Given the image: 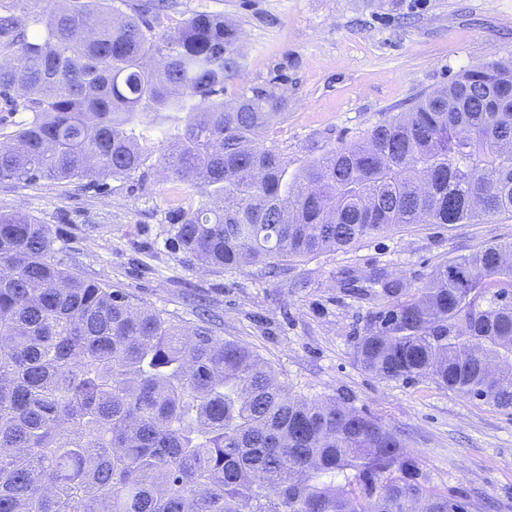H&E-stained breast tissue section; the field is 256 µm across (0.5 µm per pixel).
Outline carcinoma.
Masks as SVG:
<instances>
[{
  "instance_id": "1",
  "label": "carcinoma",
  "mask_w": 512,
  "mask_h": 512,
  "mask_svg": "<svg viewBox=\"0 0 512 512\" xmlns=\"http://www.w3.org/2000/svg\"><path fill=\"white\" fill-rule=\"evenodd\" d=\"M0 0V182L130 178L143 142L201 198L173 240L204 266L273 268L409 224L512 215V59L469 68L299 175L264 144L283 94L224 103L239 35L195 13L158 33L146 5ZM178 119L170 132L165 122ZM512 242L437 265L387 300L353 358L512 410ZM0 512H466L427 487L402 433L346 398L293 395L249 346L53 259L48 225L0 213Z\"/></svg>"
}]
</instances>
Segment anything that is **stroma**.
<instances>
[{"label": "stroma", "instance_id": "obj_1", "mask_svg": "<svg viewBox=\"0 0 512 512\" xmlns=\"http://www.w3.org/2000/svg\"><path fill=\"white\" fill-rule=\"evenodd\" d=\"M198 12L223 15L240 33L241 67L224 84L232 102L253 88L288 100L270 139L289 172L448 82L461 70L512 57V0H168L156 31ZM167 143L146 144L143 173L98 183L0 182V213L48 224L69 272L120 290L136 305L195 322L209 302L215 336L254 349L290 391L347 395L404 435L430 488L468 512H512V415L428 379L389 381L352 358L384 301L345 288L347 274L377 269L419 287L441 262L512 239V217L478 224H411L347 251L259 267L204 268L171 242L173 210L194 208L185 184L165 177Z\"/></svg>", "mask_w": 512, "mask_h": 512}]
</instances>
